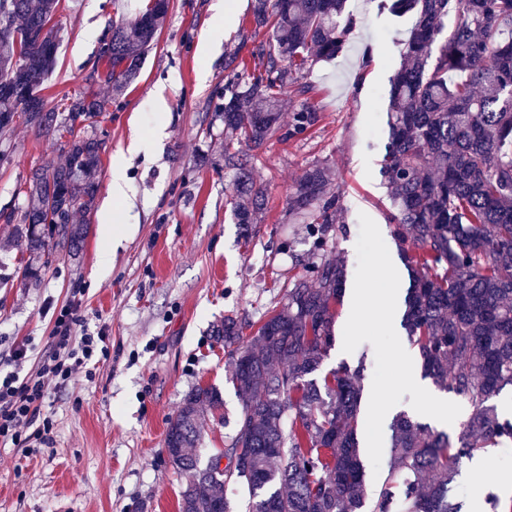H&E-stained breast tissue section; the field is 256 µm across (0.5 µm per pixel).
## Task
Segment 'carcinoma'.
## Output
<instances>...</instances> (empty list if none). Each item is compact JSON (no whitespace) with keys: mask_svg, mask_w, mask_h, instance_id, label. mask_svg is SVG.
<instances>
[{"mask_svg":"<svg viewBox=\"0 0 512 512\" xmlns=\"http://www.w3.org/2000/svg\"><path fill=\"white\" fill-rule=\"evenodd\" d=\"M347 0H254L252 22L268 30L248 72L239 55L225 68L242 78L220 108L226 166L237 170L236 223H258L265 188L233 149L259 148L291 138L319 121L302 82L311 67L335 58L357 20ZM59 0H0V161L11 156L14 114L53 141L61 161L31 170L29 204L0 210L13 226L22 277L33 261L77 255L86 227L78 213L95 208V181L105 142L96 132L108 100L73 99L65 110L47 107L42 91L61 45ZM170 0H150L135 17L114 22L98 49L109 66L90 80L128 86L153 48ZM384 13H411L388 99L389 139L383 176L391 200L389 223L411 273L403 323L424 375L467 402L471 414L455 437L435 433L406 414L396 416L391 466L381 487L366 495L357 438L362 390L342 366L316 375L335 343L333 319L345 277L338 261L313 263L288 287L244 339L245 326L227 317L218 335L230 366L228 381L241 409L224 456L235 464L214 472L198 448L199 419L224 406L212 386L195 388L170 419L164 446L186 478L179 512H231L224 487L248 497L249 512H461L455 480L463 460L512 441V421L493 399L512 387V0H376ZM301 107L283 127L285 97ZM79 112L86 124H66ZM316 164L295 181L288 211L303 219L323 251L337 234L340 193L328 188Z\"/></svg>","mask_w":512,"mask_h":512,"instance_id":"cac0c4a2","label":"carcinoma"}]
</instances>
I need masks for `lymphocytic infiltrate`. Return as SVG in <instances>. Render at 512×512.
<instances>
[{
	"label": "lymphocytic infiltrate",
	"mask_w": 512,
	"mask_h": 512,
	"mask_svg": "<svg viewBox=\"0 0 512 512\" xmlns=\"http://www.w3.org/2000/svg\"><path fill=\"white\" fill-rule=\"evenodd\" d=\"M80 302L62 306L54 318L48 347L35 369L18 374L26 362L28 349L13 350V371L0 375V443L33 454L52 432L53 422L44 408L55 390L80 372L90 371L108 356L104 334L85 332Z\"/></svg>",
	"instance_id": "lymphocytic-infiltrate-1"
}]
</instances>
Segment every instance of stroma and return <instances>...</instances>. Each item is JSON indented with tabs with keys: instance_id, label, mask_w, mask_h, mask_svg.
I'll return each instance as SVG.
<instances>
[{
	"instance_id": "stroma-1",
	"label": "stroma",
	"mask_w": 512,
	"mask_h": 512,
	"mask_svg": "<svg viewBox=\"0 0 512 512\" xmlns=\"http://www.w3.org/2000/svg\"><path fill=\"white\" fill-rule=\"evenodd\" d=\"M216 0H170V9L137 79L124 92L99 87L109 100L99 130L106 143L99 196H106L112 161L128 157L127 176L138 206H114L127 236L107 277L93 276L102 247L100 214L76 215L87 226L79 256H54L35 282L15 275L21 258L7 246L0 223V368L10 369L18 344L43 349L51 319L66 301L84 303L89 331H105L109 357L91 375H78L55 394L45 412L54 427L31 456L0 446V512H178L185 479L168 459L167 424L195 387L216 386L223 410L201 421L202 457L224 449L241 401L227 381L224 346L215 331L225 317L254 323L288 291L305 264L344 263L345 289L379 292L390 278L407 291L409 276L393 237L381 160L388 138L384 105L389 79L401 61L411 16L377 15L348 0L358 25L335 59L305 75L320 120L303 135L241 146L268 206L252 237L233 219L235 172L224 164V124L215 111L234 76L227 58L249 56L264 38L250 18L253 0H223L224 35L201 50L214 23ZM62 46L44 94L49 106L86 91L98 38L112 22L132 18L144 0H60ZM164 94L166 109L154 100ZM152 142L150 154H129L133 141ZM10 162L0 163V209L23 207L30 171L59 162L53 142L17 124ZM313 164L327 166L342 197L339 232L317 252L306 225L288 212L296 179ZM350 299L336 307L335 344L323 364L356 369L363 396L358 440L368 490L389 466L390 424L398 413L430 424L421 360L401 326L403 303L390 318L364 317L347 327ZM512 475V442L484 458L483 471L459 476L463 512Z\"/></svg>"
}]
</instances>
